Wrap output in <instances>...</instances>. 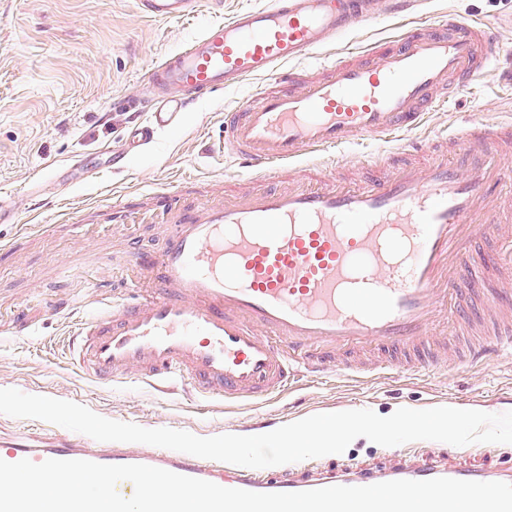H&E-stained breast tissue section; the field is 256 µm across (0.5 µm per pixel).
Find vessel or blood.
Returning a JSON list of instances; mask_svg holds the SVG:
<instances>
[{
  "label": "vessel or blood",
  "instance_id": "obj_1",
  "mask_svg": "<svg viewBox=\"0 0 512 512\" xmlns=\"http://www.w3.org/2000/svg\"><path fill=\"white\" fill-rule=\"evenodd\" d=\"M140 14L180 19L218 14L144 78L147 121L111 154V167L177 124L190 105L249 79L259 87L225 111L213 156L248 169L253 186L224 203L185 205L160 196L159 252H135L144 269L131 294L76 314L65 355L98 383H187L198 395L258 403L304 376L421 374L450 362L512 351V118L474 122L449 155L413 162L410 140L426 114L458 98L486 71L512 84V58L495 51L497 30L455 15L403 29L360 56L332 51L337 36L382 17L421 9L420 0H272L224 16V0H136ZM389 144L365 163L376 177L338 178L336 153L359 140ZM304 184L264 187L295 170ZM491 225L503 253L476 248ZM145 464L225 488L299 492L330 486L438 477L512 484L496 469L345 467L274 479L161 448H131L84 436L42 443L0 441V459Z\"/></svg>",
  "mask_w": 512,
  "mask_h": 512
}]
</instances>
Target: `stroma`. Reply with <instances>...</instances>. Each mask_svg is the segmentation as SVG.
Returning <instances> with one entry per match:
<instances>
[{"label": "stroma", "mask_w": 512, "mask_h": 512, "mask_svg": "<svg viewBox=\"0 0 512 512\" xmlns=\"http://www.w3.org/2000/svg\"><path fill=\"white\" fill-rule=\"evenodd\" d=\"M449 12L498 26L496 51L503 58L512 55V0H429L427 13L376 19L337 38L333 49H365L405 26ZM213 19L203 12L154 20L140 15L135 0H0V195L27 196L31 179L51 178L64 165L98 170L95 179L77 182L61 196L27 197L17 223L0 224V243L16 238L22 225L47 227L0 262V389L72 401L112 420L200 437L257 435L315 414L354 409L382 416L403 407L512 411V363L505 359L456 363L410 378L306 380L295 392L256 409L217 400L205 407L189 391L160 394L134 381L100 385L60 356L57 348L70 313L48 312L46 301L87 296L98 277L107 292L128 290L139 275L129 260L131 250L155 251L162 242L161 225L116 223L96 215V207L147 209L169 190L191 203L212 187L229 193L246 188L209 156L208 147L225 109L251 93V79L182 113L176 126L125 169H108L103 153L105 145L119 142L130 126L146 120V113L129 108L126 100L142 90L152 63ZM507 114H512V89L491 71L464 101L431 113L416 136L440 147L444 133ZM77 224L93 238L92 248L75 237ZM402 450L394 457L389 448L360 437L324 461L336 468L350 461L375 468L417 466L433 458L445 466L496 468L512 457V446L491 443L470 444L464 454L427 440L404 444Z\"/></svg>", "instance_id": "1"}]
</instances>
